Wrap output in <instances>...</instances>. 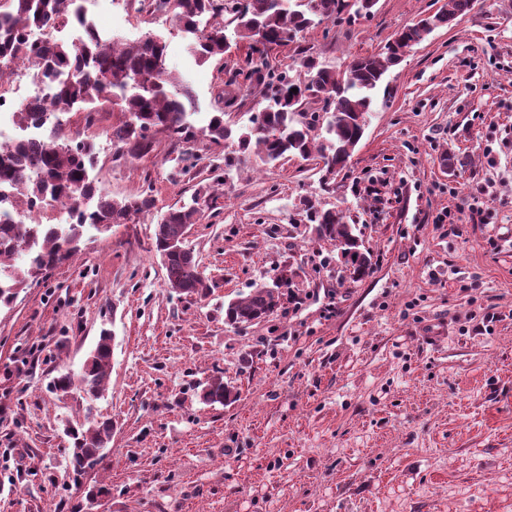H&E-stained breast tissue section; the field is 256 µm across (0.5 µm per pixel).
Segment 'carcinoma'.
<instances>
[{
    "instance_id": "obj_1",
    "label": "carcinoma",
    "mask_w": 512,
    "mask_h": 512,
    "mask_svg": "<svg viewBox=\"0 0 512 512\" xmlns=\"http://www.w3.org/2000/svg\"><path fill=\"white\" fill-rule=\"evenodd\" d=\"M135 11L167 17L175 31L189 41L188 51L204 63L224 55L227 26L217 17L229 13L234 34L249 42L257 54L251 75L262 86L266 105L246 128L233 129L224 122V112L211 113L207 124L197 128L191 117L199 104L189 84L167 70L168 39L150 34L135 44L103 39L91 33L80 45L55 40L45 46L34 44L19 34L24 26L48 22H70L72 0H0V80L26 65L54 78L49 111L40 112L24 105L17 109L18 124H50L44 144L15 142L0 146V181L10 182L16 200L27 203L65 198L73 205L72 224H25L8 212L0 214V304L9 305L14 290L28 281L71 259L78 249L82 230L90 225L124 224L133 217L151 212L156 206L152 191L114 199L103 194L90 178L95 162L92 142L72 136L60 116L83 113L86 125L95 113L116 103L122 119L112 125V146L119 158H141L156 150L157 136L165 135L181 145L201 135L214 144L230 142L237 154L255 156L262 164L288 157L306 159L313 154L326 172L344 168L363 136V128L374 101V94L386 71L399 65L401 58L387 44L379 56L354 57L345 70L326 66L306 51L296 62V75L271 77L265 50L293 41L297 34L323 22H333L347 4L345 0H127ZM474 0H445L436 13L424 16L399 29L393 40L419 44L431 25L444 26L469 13ZM261 29L266 45H254V30ZM298 89L292 93V89ZM322 104L330 113L324 133H317L320 112L305 119L299 108L309 102ZM236 158H224V172L213 170L212 184L198 188L192 203L173 205L156 224L154 248L167 271L169 288L180 294L204 297L211 285L199 271L193 251L186 245V234L198 223L203 211L213 207L212 185H222L235 167ZM98 195L96 207L87 211L83 204ZM303 218L315 237L336 247L338 261L354 281L372 270L370 253L363 248L356 225L348 223L338 209H325L310 198L300 201ZM296 271L281 283L277 292L260 285L244 297L230 302L225 317L231 324L249 325L269 318L278 309L282 295L296 287ZM112 359L111 335L100 332L97 344L85 360L79 377L62 373L52 388L64 394L79 386L86 399L96 400L107 390ZM200 397L210 404H224L236 397L221 377L211 378ZM72 448L67 467L78 476L89 460L101 461L112 438V420L92 419L70 429Z\"/></svg>"
}]
</instances>
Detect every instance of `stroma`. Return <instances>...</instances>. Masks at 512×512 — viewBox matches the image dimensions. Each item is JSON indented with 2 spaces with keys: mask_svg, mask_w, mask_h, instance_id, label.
<instances>
[{
  "mask_svg": "<svg viewBox=\"0 0 512 512\" xmlns=\"http://www.w3.org/2000/svg\"><path fill=\"white\" fill-rule=\"evenodd\" d=\"M443 2L378 0L270 48L269 67L286 71L301 48L338 68L381 54ZM94 22L130 44L167 36L195 126L220 110L238 128L261 109L246 42L197 65L171 21L125 0ZM118 119L74 114L68 127L95 142L103 193L148 189L156 208L84 229L76 256L0 305V512H512V0H476L386 72L344 169L299 157L233 168L189 229L212 285L202 298L168 287L154 231L225 149L198 139L184 172L162 135L149 156L116 162ZM302 196L351 216L368 276L344 279L332 245L297 235ZM296 261L298 286L272 316L227 323L230 300ZM104 328V396L53 391ZM217 375L234 402L200 400ZM90 416L111 418L112 440L76 478L64 428Z\"/></svg>",
  "mask_w": 512,
  "mask_h": 512,
  "instance_id": "obj_1",
  "label": "stroma"
}]
</instances>
